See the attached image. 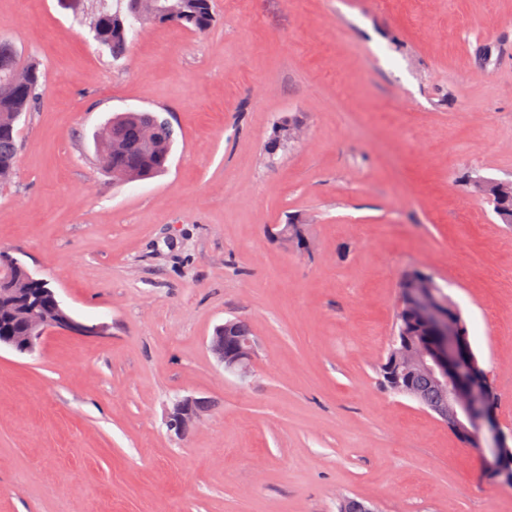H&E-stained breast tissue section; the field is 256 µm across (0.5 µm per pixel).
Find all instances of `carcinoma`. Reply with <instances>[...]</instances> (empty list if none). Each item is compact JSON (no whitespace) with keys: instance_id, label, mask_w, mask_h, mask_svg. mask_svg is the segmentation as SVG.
Masks as SVG:
<instances>
[{"instance_id":"1","label":"carcinoma","mask_w":512,"mask_h":512,"mask_svg":"<svg viewBox=\"0 0 512 512\" xmlns=\"http://www.w3.org/2000/svg\"><path fill=\"white\" fill-rule=\"evenodd\" d=\"M216 21L213 0H96L89 18L81 24L89 29L92 39L109 50L114 59L126 56L129 34L136 25L148 22L181 26L197 32L207 31ZM40 74L36 64L23 63L15 45L0 39V184L8 183L15 174L19 143L15 124L22 113L39 100ZM174 143V130L169 121L153 112H124L96 135L98 157L112 179L130 183L155 177L168 169ZM47 287L29 280L24 267L0 276V338L18 334L24 314L6 305L3 290ZM397 329L417 343H428L430 337L400 316H395ZM411 388L424 405L438 407L442 391L425 373L411 379Z\"/></svg>"}]
</instances>
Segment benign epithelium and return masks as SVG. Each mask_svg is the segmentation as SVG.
Wrapping results in <instances>:
<instances>
[{"mask_svg": "<svg viewBox=\"0 0 512 512\" xmlns=\"http://www.w3.org/2000/svg\"><path fill=\"white\" fill-rule=\"evenodd\" d=\"M55 303L52 322L37 317L29 335L7 346L19 353H32L45 335L65 330L75 335H101L102 324H87L76 320L58 300L55 291L47 289ZM402 316L438 337L433 347L415 346L408 337L394 342L390 362L384 364L385 376L399 393L407 394L410 376L420 371L434 378L444 392V407L436 409L448 430L462 441H469L479 431H487L492 439L491 452L483 456V466L490 479L512 484V432L500 430L497 420L498 397L487 371L474 354L458 310L444 301L435 281L418 271L406 273L400 282ZM209 352L228 373L245 376L250 372L255 344L253 338L238 340L231 348L225 345L224 326L215 328L207 344ZM204 401L185 398L178 401L170 413L168 428L177 436H186L199 418Z\"/></svg>", "mask_w": 512, "mask_h": 512, "instance_id": "benign-epithelium-1", "label": "benign epithelium"}]
</instances>
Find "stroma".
Segmentation results:
<instances>
[{"instance_id":"35a3bbf8","label":"stroma","mask_w":512,"mask_h":512,"mask_svg":"<svg viewBox=\"0 0 512 512\" xmlns=\"http://www.w3.org/2000/svg\"><path fill=\"white\" fill-rule=\"evenodd\" d=\"M203 33L142 26L113 59L92 0H0L41 72L0 188V249L104 334L0 348V512H512L378 367L400 281L460 309L512 430V227L466 187L512 180V0H214ZM175 129L169 169L113 182V114ZM301 142L268 153L288 122ZM307 221L308 251L272 239ZM246 322L249 377L207 349ZM207 404L181 439L173 403Z\"/></svg>"}]
</instances>
